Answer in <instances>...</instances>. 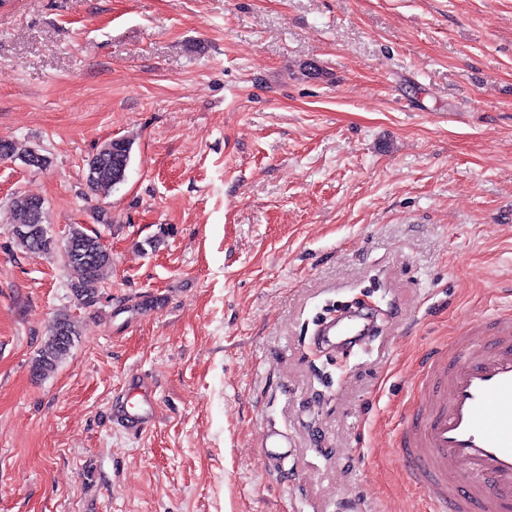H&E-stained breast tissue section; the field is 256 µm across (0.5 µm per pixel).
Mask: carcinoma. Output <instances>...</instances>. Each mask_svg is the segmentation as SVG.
I'll list each match as a JSON object with an SVG mask.
<instances>
[{
	"label": "carcinoma",
	"mask_w": 512,
	"mask_h": 512,
	"mask_svg": "<svg viewBox=\"0 0 512 512\" xmlns=\"http://www.w3.org/2000/svg\"><path fill=\"white\" fill-rule=\"evenodd\" d=\"M131 149L132 143L126 139L106 142L87 162L88 188L92 191H109L124 183L131 162ZM15 157L38 169L49 164L47 157L36 155V150L32 148L22 149L14 141L0 145L1 161ZM11 211L13 225H24L33 230L30 235L16 239L20 247L43 253L57 248L55 242L48 241L49 231L41 198L20 194L11 201ZM62 258L65 266L72 271L70 288L77 301L85 307L96 305L97 297L91 285L112 264L100 234L96 231L89 233L80 225L71 226L62 246ZM77 336L79 330L69 315L58 314L33 360L34 377L44 379L55 373L69 357Z\"/></svg>",
	"instance_id": "obj_1"
}]
</instances>
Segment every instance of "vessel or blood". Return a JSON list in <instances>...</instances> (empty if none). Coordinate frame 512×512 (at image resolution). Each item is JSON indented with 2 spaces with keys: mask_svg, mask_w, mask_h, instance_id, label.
Here are the masks:
<instances>
[{
  "mask_svg": "<svg viewBox=\"0 0 512 512\" xmlns=\"http://www.w3.org/2000/svg\"><path fill=\"white\" fill-rule=\"evenodd\" d=\"M131 390L138 400L124 416L136 430L153 417L154 399L145 382ZM395 448L437 512H512V310L426 354Z\"/></svg>",
  "mask_w": 512,
  "mask_h": 512,
  "instance_id": "vessel-or-blood-1",
  "label": "vessel or blood"
}]
</instances>
